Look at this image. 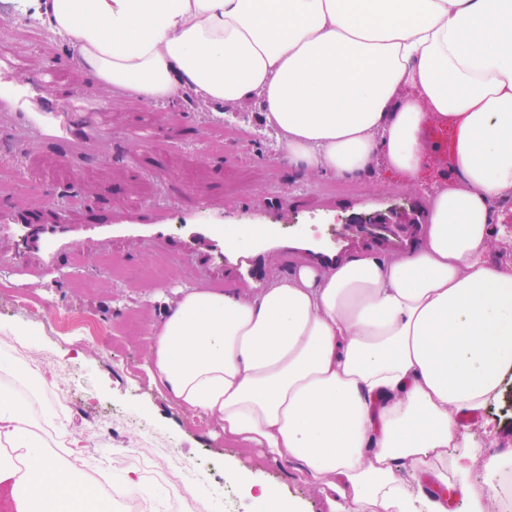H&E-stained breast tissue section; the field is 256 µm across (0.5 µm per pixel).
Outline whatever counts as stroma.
Segmentation results:
<instances>
[{
	"mask_svg": "<svg viewBox=\"0 0 512 512\" xmlns=\"http://www.w3.org/2000/svg\"><path fill=\"white\" fill-rule=\"evenodd\" d=\"M34 67L52 64L59 95H97L108 112L112 135L95 159L70 156L59 143L27 147L7 120H0V213L49 223L64 213L71 224H119L146 210L164 208L168 237L148 236L81 240L62 253L58 268L38 278L22 276L36 267V254L16 255L11 240L0 237V265L15 268L14 284L0 288V382L15 381L9 349L22 350L37 364V375H26L25 386L34 417L56 416L43 434L52 450L65 454L68 428L82 423L90 440L81 447L85 472L110 474L119 483L127 473L112 467V456L138 448L142 432L156 436L166 453L197 467L203 489L196 499L200 512H260L248 491L253 481L278 487L294 512H328L325 494L302 469L260 448H244L225 438L207 418H188L152 383L148 370L150 330L165 313L167 301L194 288L223 291L250 283L263 288L305 263L321 266V256L337 259L361 252L381 257L404 255L421 239L428 222V195L450 171L433 147H426L418 179L406 180L385 166L354 177L357 191L325 192L336 182L333 174L304 173L291 166L273 130L260 121V102L250 99L227 106L206 105L189 98L135 103L133 94L89 79L73 53L58 49L46 57L30 42L16 40ZM180 113L172 123L171 113ZM241 124L254 138L248 148L214 151L210 140L221 126ZM280 169L281 183L271 187L270 166ZM223 211L224 233L244 244L245 260L187 256L180 249L185 226L203 213ZM403 212L415 220V230L399 240L381 243L348 232L355 217ZM269 224L259 235L255 225ZM491 263L512 264V198L493 204ZM186 266L180 282L156 284L145 274L159 259ZM22 286L32 298L48 302L33 314L17 297ZM92 318L95 333L77 327L61 334L51 320L58 311ZM69 387L82 400L73 414L66 404L47 394V384ZM471 457L461 473L449 472V485L482 484L490 457H512V373L502 395L490 401L475 421L463 428Z\"/></svg>",
	"mask_w": 512,
	"mask_h": 512,
	"instance_id": "35a3bbf8",
	"label": "stroma"
}]
</instances>
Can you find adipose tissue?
<instances>
[{
    "label": "adipose tissue",
    "mask_w": 512,
    "mask_h": 512,
    "mask_svg": "<svg viewBox=\"0 0 512 512\" xmlns=\"http://www.w3.org/2000/svg\"><path fill=\"white\" fill-rule=\"evenodd\" d=\"M61 34L87 75L144 100L259 98L302 172L378 163L416 180L428 114L454 133L459 181L437 190L419 245L302 265L254 295L194 290L151 336L170 400L225 437L285 457L331 512H448L408 465L448 477L461 416L512 372V267L490 263L491 204L512 197V0H15ZM415 97L403 96L404 88ZM0 480L18 512H102L50 450L29 401L0 386Z\"/></svg>",
    "instance_id": "adipose-tissue-1"
}]
</instances>
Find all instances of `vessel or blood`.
Segmentation results:
<instances>
[{"label":"vessel or blood","instance_id":"b4317fda","mask_svg":"<svg viewBox=\"0 0 512 512\" xmlns=\"http://www.w3.org/2000/svg\"><path fill=\"white\" fill-rule=\"evenodd\" d=\"M0 114L9 117L18 131L33 142H64L70 153L95 157L109 140L111 131L98 99L81 95L58 98L53 89V74L48 68L32 67L28 56L9 47L0 48ZM352 233L370 238L397 236L401 224H354ZM18 248L52 257L62 246L79 235L76 227L45 226L39 229L14 228ZM229 243L224 236V216L214 214L191 225L184 243L187 254L223 253Z\"/></svg>","mask_w":512,"mask_h":512}]
</instances>
